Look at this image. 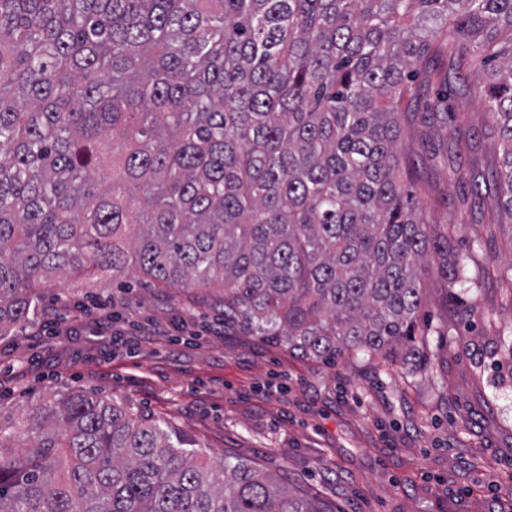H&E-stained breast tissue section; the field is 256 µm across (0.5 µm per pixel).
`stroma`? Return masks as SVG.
<instances>
[{
  "mask_svg": "<svg viewBox=\"0 0 512 512\" xmlns=\"http://www.w3.org/2000/svg\"><path fill=\"white\" fill-rule=\"evenodd\" d=\"M489 125L473 99L438 128L417 113L404 132L418 162L413 201L429 226L455 222L454 248L476 277L466 291L425 277L426 368L360 356L331 368L224 328L212 290L146 286L136 271L123 288L67 276L39 298L59 336H39L33 320L0 337V406L93 389L167 422L208 461L260 466L324 512H512V224L444 161L461 129L477 141L471 162L494 163ZM109 313L148 326L136 355L92 336Z\"/></svg>",
  "mask_w": 512,
  "mask_h": 512,
  "instance_id": "stroma-1",
  "label": "stroma"
}]
</instances>
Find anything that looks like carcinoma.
Wrapping results in <instances>:
<instances>
[{
	"label": "carcinoma",
	"mask_w": 512,
	"mask_h": 512,
	"mask_svg": "<svg viewBox=\"0 0 512 512\" xmlns=\"http://www.w3.org/2000/svg\"><path fill=\"white\" fill-rule=\"evenodd\" d=\"M421 67L437 124L454 98L493 118L471 179L512 219V0H0V335L59 273L134 269L303 357L420 367L421 262L474 282L404 184ZM0 512L323 510L77 390L0 415Z\"/></svg>",
	"instance_id": "obj_1"
}]
</instances>
